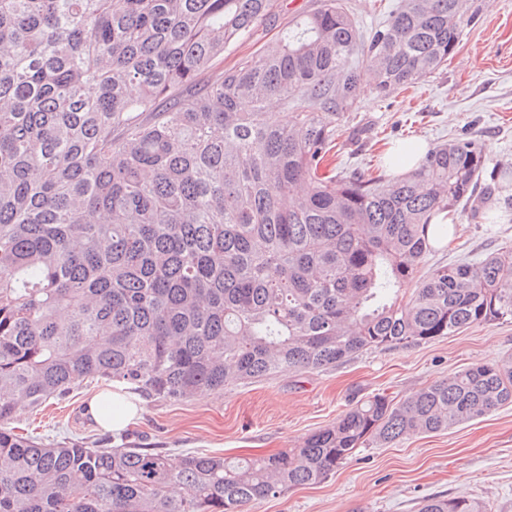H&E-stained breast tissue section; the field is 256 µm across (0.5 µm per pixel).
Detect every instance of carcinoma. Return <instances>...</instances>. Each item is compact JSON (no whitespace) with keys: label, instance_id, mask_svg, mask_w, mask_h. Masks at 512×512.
Masks as SVG:
<instances>
[{"label":"carcinoma","instance_id":"carcinoma-1","mask_svg":"<svg viewBox=\"0 0 512 512\" xmlns=\"http://www.w3.org/2000/svg\"><path fill=\"white\" fill-rule=\"evenodd\" d=\"M273 7L0 0V512H242L359 448L512 405L509 356L359 400L259 458L52 447L9 427L84 380L177 402L512 322V250L426 266L432 218L482 177L477 141L401 176L326 165L361 84L387 98L440 69L476 0H402L367 37L345 0H320L224 69ZM420 512L495 509L429 497Z\"/></svg>","mask_w":512,"mask_h":512}]
</instances>
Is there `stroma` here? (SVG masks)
Returning <instances> with one entry per match:
<instances>
[{"mask_svg": "<svg viewBox=\"0 0 512 512\" xmlns=\"http://www.w3.org/2000/svg\"><path fill=\"white\" fill-rule=\"evenodd\" d=\"M318 0H277L270 17L224 53L225 68L254 57L288 21ZM454 137L479 142L486 163L477 208L457 214L447 245L432 265L477 260L512 248V184L492 180L512 165V0H485L443 69L398 94L380 98L361 86L356 108L332 159L344 172L365 171L394 143L436 146ZM512 355V323L470 327L427 342L367 351L320 371L231 385L169 402L143 397L145 412L121 435L83 418V404L107 389L85 381L39 410H18L21 432L44 444L151 448L177 460L188 454L266 456L297 446L356 401L383 393L403 399L473 363ZM479 498L512 512V405L436 434L379 448H361L321 483L299 486L246 512H418L423 499Z\"/></svg>", "mask_w": 512, "mask_h": 512, "instance_id": "obj_1", "label": "stroma"}]
</instances>
